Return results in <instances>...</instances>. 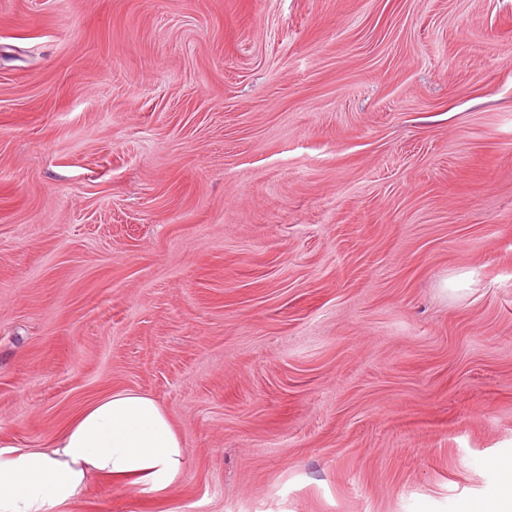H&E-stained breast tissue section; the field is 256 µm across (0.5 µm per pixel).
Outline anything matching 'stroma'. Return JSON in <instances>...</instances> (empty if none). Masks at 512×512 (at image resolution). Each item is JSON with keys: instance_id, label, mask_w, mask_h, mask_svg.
Segmentation results:
<instances>
[{"instance_id": "obj_1", "label": "stroma", "mask_w": 512, "mask_h": 512, "mask_svg": "<svg viewBox=\"0 0 512 512\" xmlns=\"http://www.w3.org/2000/svg\"><path fill=\"white\" fill-rule=\"evenodd\" d=\"M115 389L189 472L70 512L493 501L512 0H0V441Z\"/></svg>"}]
</instances>
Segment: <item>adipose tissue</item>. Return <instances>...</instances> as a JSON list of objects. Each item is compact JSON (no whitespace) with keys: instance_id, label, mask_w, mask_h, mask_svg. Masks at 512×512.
Wrapping results in <instances>:
<instances>
[{"instance_id":"adipose-tissue-1","label":"adipose tissue","mask_w":512,"mask_h":512,"mask_svg":"<svg viewBox=\"0 0 512 512\" xmlns=\"http://www.w3.org/2000/svg\"><path fill=\"white\" fill-rule=\"evenodd\" d=\"M187 470L165 408L117 389L84 407L48 447L0 444V512H67L96 475L168 496Z\"/></svg>"}]
</instances>
